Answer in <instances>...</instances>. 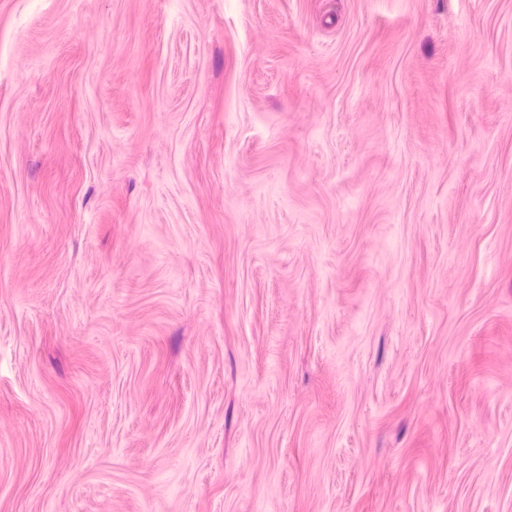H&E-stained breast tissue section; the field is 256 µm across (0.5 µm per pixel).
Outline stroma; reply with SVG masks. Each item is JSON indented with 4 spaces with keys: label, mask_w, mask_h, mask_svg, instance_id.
I'll return each instance as SVG.
<instances>
[{
    "label": "stroma",
    "mask_w": 512,
    "mask_h": 512,
    "mask_svg": "<svg viewBox=\"0 0 512 512\" xmlns=\"http://www.w3.org/2000/svg\"><path fill=\"white\" fill-rule=\"evenodd\" d=\"M0 512H512V0H0Z\"/></svg>",
    "instance_id": "obj_1"
}]
</instances>
